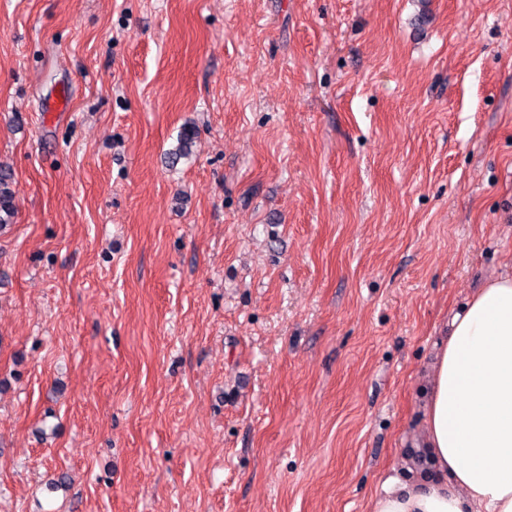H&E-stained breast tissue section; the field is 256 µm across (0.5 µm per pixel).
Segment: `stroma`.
Instances as JSON below:
<instances>
[{
    "instance_id": "stroma-1",
    "label": "stroma",
    "mask_w": 512,
    "mask_h": 512,
    "mask_svg": "<svg viewBox=\"0 0 512 512\" xmlns=\"http://www.w3.org/2000/svg\"><path fill=\"white\" fill-rule=\"evenodd\" d=\"M0 165V512H369L512 276V0H0Z\"/></svg>"
}]
</instances>
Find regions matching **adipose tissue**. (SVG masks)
Instances as JSON below:
<instances>
[{
  "mask_svg": "<svg viewBox=\"0 0 512 512\" xmlns=\"http://www.w3.org/2000/svg\"><path fill=\"white\" fill-rule=\"evenodd\" d=\"M419 465L370 512H512V277L485 282L435 344Z\"/></svg>",
  "mask_w": 512,
  "mask_h": 512,
  "instance_id": "obj_1",
  "label": "adipose tissue"
}]
</instances>
